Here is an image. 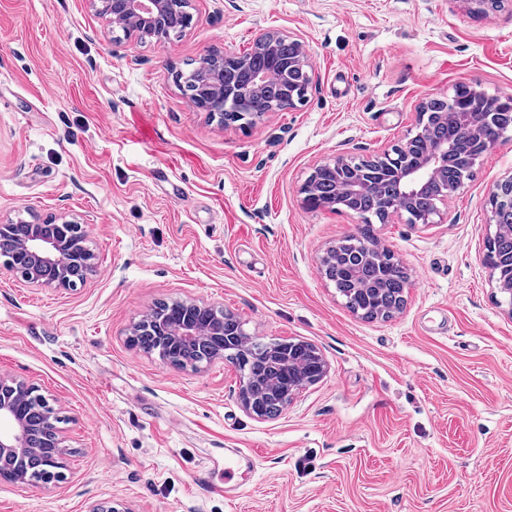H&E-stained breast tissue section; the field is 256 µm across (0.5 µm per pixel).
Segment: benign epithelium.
<instances>
[{"label": "benign epithelium", "instance_id": "benign-epithelium-1", "mask_svg": "<svg viewBox=\"0 0 512 512\" xmlns=\"http://www.w3.org/2000/svg\"><path fill=\"white\" fill-rule=\"evenodd\" d=\"M107 5L110 21L128 38L150 37L160 43L164 40L162 29L176 14L182 15L184 27L191 25V0H108ZM211 63L215 67L213 80L191 103L219 116L226 124H254L272 110L296 107L301 99L279 83L278 71L286 68L307 79L311 71L304 41L297 35L271 29L260 30L247 53L226 52L218 60L209 55L201 60L204 66ZM459 90L469 91L472 99L462 101L456 112L448 111L451 98L447 96L423 102L416 133L393 150L358 161L337 156L316 165V169L339 175L335 194L379 199L378 218L382 223L402 213L408 214L412 224L432 223L439 207L422 215L417 204L428 182L432 180L443 187L438 200L445 202L468 180L463 174L453 183L446 181L455 141L439 127H448L450 120L459 127L467 142V160L474 164L497 142L499 113L512 112L511 93L493 96L490 109L475 112L471 100L483 92L464 86ZM488 203L495 231L485 237L487 251L504 229L512 230V175L491 187ZM4 236L11 237V252L0 251L3 266L31 284L74 288L94 267L93 252L83 243L87 238L84 226L74 220L50 219L45 224L3 222L0 237ZM171 306L180 311L178 317L165 320L151 313L134 325L132 335L147 334L178 350H192L206 363L216 359L234 363L238 354H246V333L234 314L226 312L224 320L209 323L206 305L174 300ZM268 355L286 363L288 378L275 377L255 387L244 376L239 391L244 410L261 419L282 412L303 387L319 382L327 371L320 351L302 341L271 343ZM29 391L30 386L20 381L0 377V482H23V468L31 461L38 462L44 448L63 451L55 424L39 417V411L27 403Z\"/></svg>", "mask_w": 512, "mask_h": 512}]
</instances>
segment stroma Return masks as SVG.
Masks as SVG:
<instances>
[{"label": "stroma", "mask_w": 512, "mask_h": 512, "mask_svg": "<svg viewBox=\"0 0 512 512\" xmlns=\"http://www.w3.org/2000/svg\"><path fill=\"white\" fill-rule=\"evenodd\" d=\"M191 12L160 45L87 0H0V219H76L95 255L73 289L0 266V375L45 396L66 449L62 479L0 482V512H512V309L483 261L512 129L434 223L376 224L410 279L388 319L351 312L320 271L360 218L300 194L317 164L403 142L428 98L512 93V0L486 14L464 0ZM266 28L304 40L306 101L244 127L195 108L177 75ZM171 299L230 310L253 338L312 343L328 373L255 418L235 365L132 345Z\"/></svg>", "instance_id": "obj_1"}]
</instances>
